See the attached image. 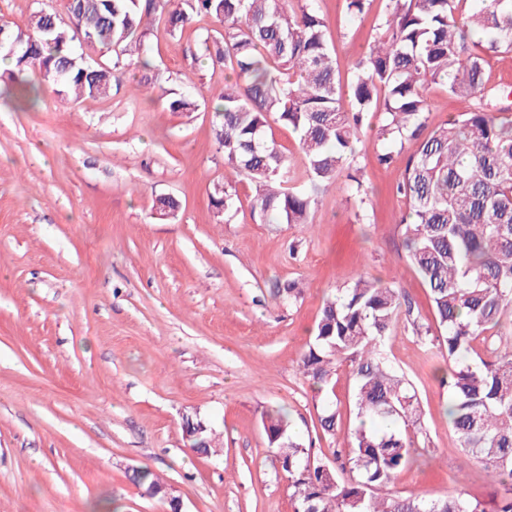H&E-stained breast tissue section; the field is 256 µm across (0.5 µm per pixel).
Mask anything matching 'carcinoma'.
I'll list each match as a JSON object with an SVG mask.
<instances>
[{
	"instance_id": "1",
	"label": "carcinoma",
	"mask_w": 512,
	"mask_h": 512,
	"mask_svg": "<svg viewBox=\"0 0 512 512\" xmlns=\"http://www.w3.org/2000/svg\"><path fill=\"white\" fill-rule=\"evenodd\" d=\"M171 0H78L64 18L32 13L28 29L0 25V53L11 60L8 78L19 101L33 105L38 89L26 80L35 71L76 99L111 94L117 75L146 69L147 18ZM371 0H345L350 20L364 18ZM168 11L169 31L195 19L224 23L209 53L233 78L224 82L214 111L216 142L224 165L249 179L261 216L278 224H309L321 185L339 181L362 142L367 119L381 118L378 162L392 165L405 143L413 144L396 185L408 202L402 218L408 261L427 287L436 329L413 332L448 362L440 382L448 386L446 413L464 458L483 465L489 480L509 495L488 510L460 494L429 500L400 497L389 486L413 460L407 428L423 429L415 390L380 357L378 343L412 304L400 288L360 275L326 297L301 371L328 390L336 368L348 361L355 378L359 424L346 458L355 477L342 482L335 467L307 465L312 451L290 432L279 410L264 413L267 443L288 478L295 512H512V118L491 111L485 58L512 51V0H387L381 32L342 83L329 46L328 24L316 9L290 0H183ZM119 49L109 63H89L74 47ZM444 87L462 104L457 116L428 128L427 89ZM189 96L168 101L172 112L191 113ZM299 133L301 161L311 187L290 185L287 159L272 123ZM211 206L231 217L234 197L217 188ZM483 345L475 352L474 343ZM341 414L325 399L318 428L334 437ZM133 482L165 493L146 469Z\"/></svg>"
}]
</instances>
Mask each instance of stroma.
<instances>
[{"label":"stroma","instance_id":"35a3bbf8","mask_svg":"<svg viewBox=\"0 0 512 512\" xmlns=\"http://www.w3.org/2000/svg\"><path fill=\"white\" fill-rule=\"evenodd\" d=\"M315 5L349 79L383 0L355 23L344 0ZM223 32L207 18L173 33L155 20L153 86L132 69L104 98L59 95L32 72L40 100L22 108L0 80V512H94L99 501L106 512H167L129 480L134 468L156 474L182 512H295L261 417L282 410L315 453L343 445L355 421L351 366L338 367L328 396L342 412L335 437L318 430L325 396L299 371L326 296L366 273L434 323L403 246L404 163H378L376 127L352 162L361 192L321 191L311 227L263 221L241 176L231 219L210 206L224 185L213 107L225 72L204 41ZM179 94L198 110L170 111ZM163 195L180 203L172 216L155 213ZM293 281L297 300L278 299ZM380 348L424 410L422 430L408 432L419 455L396 494L462 491L493 506L500 486L460 463L437 349L403 319ZM188 418L215 430L217 454L186 448Z\"/></svg>","mask_w":512,"mask_h":512}]
</instances>
